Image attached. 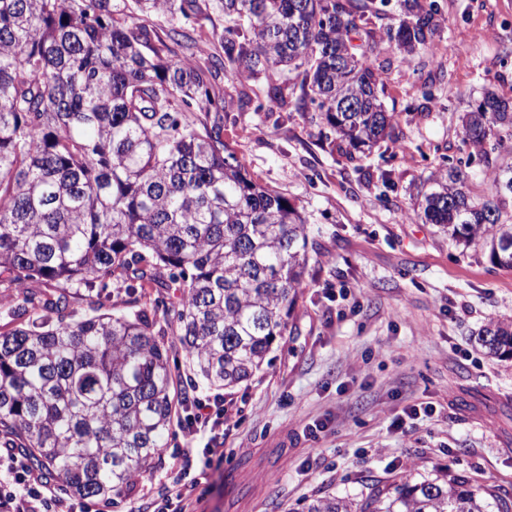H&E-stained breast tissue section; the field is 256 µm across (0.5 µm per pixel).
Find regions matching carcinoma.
Instances as JSON below:
<instances>
[{"instance_id": "1", "label": "carcinoma", "mask_w": 512, "mask_h": 512, "mask_svg": "<svg viewBox=\"0 0 512 512\" xmlns=\"http://www.w3.org/2000/svg\"><path fill=\"white\" fill-rule=\"evenodd\" d=\"M398 27L380 33L368 3L336 0H213L223 54L202 69L197 0H0V447L82 497L128 488L167 447L177 392L168 347L142 288L156 298L187 352L195 381L232 389L260 371L284 315L297 304L308 234L298 208L254 181L220 134L186 115L221 112L212 84L224 69L267 80V107L283 104L282 78L357 150L392 136L396 115L379 99L376 50L383 37L405 55L433 46L436 9L403 0ZM123 15L133 23H119ZM160 15L164 36L134 23ZM360 35L361 51L351 43ZM465 135L489 158L512 140V113L487 96ZM494 195L475 200L465 178L438 171L416 216L448 239L512 269V162L494 168ZM127 314H110L112 280ZM512 358V322L478 336ZM512 512L464 480L404 483L365 502L325 495L301 512Z\"/></svg>"}]
</instances>
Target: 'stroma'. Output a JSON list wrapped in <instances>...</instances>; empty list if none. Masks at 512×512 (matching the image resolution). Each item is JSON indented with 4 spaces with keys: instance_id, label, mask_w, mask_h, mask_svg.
Segmentation results:
<instances>
[{
    "instance_id": "35a3bbf8",
    "label": "stroma",
    "mask_w": 512,
    "mask_h": 512,
    "mask_svg": "<svg viewBox=\"0 0 512 512\" xmlns=\"http://www.w3.org/2000/svg\"><path fill=\"white\" fill-rule=\"evenodd\" d=\"M431 50L402 60L382 43L380 98L393 137L360 153L315 105L268 112L266 85L221 74L219 128L251 178L286 196L309 229L307 273L285 336L247 383L224 390L222 459L194 463L190 512H298L327 494L393 492L460 477L512 500V359L476 342L512 321V270L466 250L414 215L421 186L455 168L475 199L491 168L467 141L465 112L488 91L512 101V0H436ZM432 98H425V91ZM177 405L167 452L113 493L110 512H159L189 439ZM326 422L310 436L314 422Z\"/></svg>"
}]
</instances>
